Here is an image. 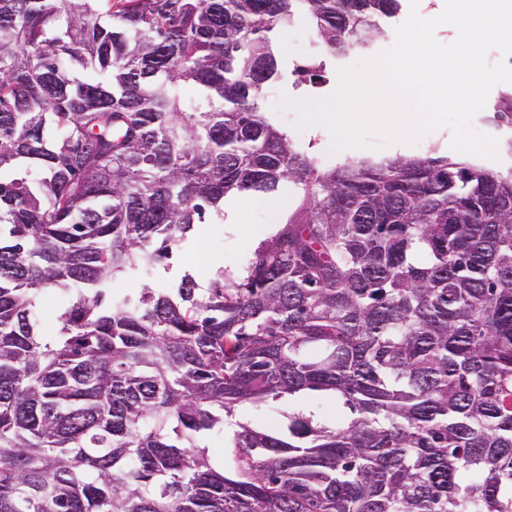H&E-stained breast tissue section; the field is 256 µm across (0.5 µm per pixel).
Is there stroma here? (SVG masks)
I'll return each mask as SVG.
<instances>
[{
  "mask_svg": "<svg viewBox=\"0 0 512 512\" xmlns=\"http://www.w3.org/2000/svg\"><path fill=\"white\" fill-rule=\"evenodd\" d=\"M316 34L313 29L297 23L280 29L276 35L278 52L286 67L306 63L315 53L313 43ZM288 93L295 99L305 98L302 89H293L290 83L279 82L268 86L265 90L264 109L273 112L277 126L288 137L305 151L312 153L324 168L340 165L354 158V151L347 150L337 154H329L330 136L319 126L306 130H298L294 125V114H277L273 106L280 93ZM472 126L480 133L497 138L500 148L498 159L480 158V165L493 171L506 173L512 171V152L505 147L512 140V125H499L492 121L488 110L479 111ZM452 132L441 128L414 145H393L382 149H363V156L383 160L386 158L424 157L434 154L451 158H459V151L451 146ZM300 200L298 186L284 182L276 191H242L229 197L226 211L232 214V221L225 222L215 216H207L204 224L198 225L194 234V242L183 243L171 260L169 270H157L152 274L131 273L117 279L114 290L118 293H138L144 287L172 288L181 275L187 271H195L197 266H205L206 276L200 277V285H208L216 271H223L225 282L242 279L250 260L254 257L261 243L270 239L279 229L282 222L291 214ZM313 413L316 419L333 424L336 418L333 397L325 392H309L301 399L291 402L281 400L261 405L245 404L236 411V419L249 427L277 433L286 430L288 414L294 410Z\"/></svg>",
  "mask_w": 512,
  "mask_h": 512,
  "instance_id": "stroma-1",
  "label": "stroma"
}]
</instances>
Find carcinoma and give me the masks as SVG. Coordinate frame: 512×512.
Listing matches in <instances>:
<instances>
[{
    "instance_id": "cac0c4a2",
    "label": "carcinoma",
    "mask_w": 512,
    "mask_h": 512,
    "mask_svg": "<svg viewBox=\"0 0 512 512\" xmlns=\"http://www.w3.org/2000/svg\"><path fill=\"white\" fill-rule=\"evenodd\" d=\"M400 10L0 0V512H512V173L325 170L263 108L276 30L311 22L316 84ZM284 180L300 204L241 281L114 294ZM305 391L349 414L239 423L212 465L202 432Z\"/></svg>"
}]
</instances>
